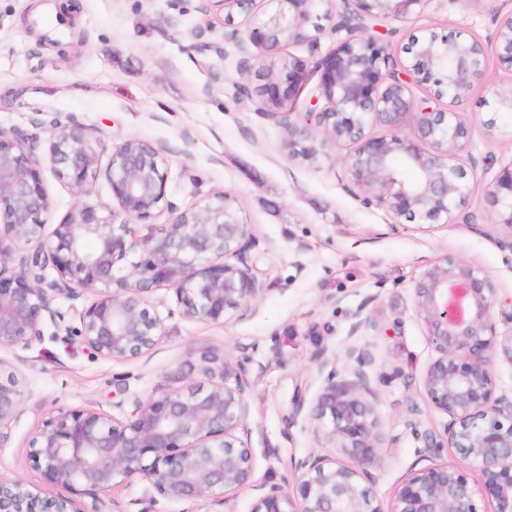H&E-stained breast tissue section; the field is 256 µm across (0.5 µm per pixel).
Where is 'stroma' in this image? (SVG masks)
I'll return each mask as SVG.
<instances>
[{
	"mask_svg": "<svg viewBox=\"0 0 512 512\" xmlns=\"http://www.w3.org/2000/svg\"><path fill=\"white\" fill-rule=\"evenodd\" d=\"M70 25H57L59 0H0V128L24 135L55 119L85 125L102 159L112 147L137 137L164 147L168 198L185 209L213 194H227L257 245L251 263L266 291L255 313L223 324L176 314L173 294L156 290L150 303L165 334L149 358L119 363L91 357L80 337L58 336L28 347L0 350V371L23 382V412L0 447V475L63 494L46 483L26 448L32 433L58 408L146 398L188 372L202 349L251 351L255 386L247 438L256 481L282 482L292 464L313 452L311 424L294 417L298 401L319 391L313 358L318 351L346 364L350 344L372 357L368 369L378 393L381 463L373 494L388 512L393 494L410 473L439 461L460 465L455 449L438 459L421 454L425 434L442 432L446 415L423 392L424 373L436 352L413 306L421 274L444 256L480 266L494 281L498 331L512 330V229L493 224L486 186L512 162V112H497L490 92L512 84V68L489 53L482 79L460 107L470 123L463 157L473 194L448 223L415 224L367 203L341 162L350 145H328L308 162L290 157L283 125L259 115L260 97L239 99L233 81L257 88L259 72L277 73L292 61L314 70L334 36L318 49L290 45L274 54L243 56L224 39L221 0H74ZM512 0H430L408 21H385L388 64L398 69L410 35L428 29L494 45ZM41 174L59 223L76 201L54 176L39 143ZM362 312L377 329L350 336ZM127 374L126 391L112 384ZM134 482L111 496L122 512L152 503L154 512H186L183 503L153 500Z\"/></svg>",
	"mask_w": 512,
	"mask_h": 512,
	"instance_id": "1",
	"label": "stroma"
}]
</instances>
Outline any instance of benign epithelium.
Masks as SVG:
<instances>
[{
  "instance_id": "1",
  "label": "benign epithelium",
  "mask_w": 512,
  "mask_h": 512,
  "mask_svg": "<svg viewBox=\"0 0 512 512\" xmlns=\"http://www.w3.org/2000/svg\"><path fill=\"white\" fill-rule=\"evenodd\" d=\"M227 8V39L240 52L253 46L275 53L290 44L318 48L329 33L336 46L317 63L314 111L303 123L279 112L309 79L307 68L288 64L260 89V115L284 122L288 153L312 159L326 143L350 132L353 149L342 163L365 200L395 217L419 224L448 220L462 207L471 185L460 163L468 136L461 113L441 109L460 103L483 72L488 47L475 58L462 41L434 35L413 38L407 53L427 45L431 67L404 65V76L386 68L385 47L366 33L369 18L407 20L428 0H352L356 10H333L335 0H271L260 21L234 27V8L249 0H221ZM433 85L417 98L412 84ZM448 91H436L440 86ZM388 129L374 133L369 125ZM47 152L55 177L77 197L70 211L44 234L51 200L35 149L37 136L0 128V348L30 346L44 338L46 322L64 321L57 297L92 294L78 313L74 332L92 357L132 362L148 356L163 336V322L150 305L158 289L173 293L179 314L203 323H226L255 310L265 292L253 272L251 225L228 197L215 194L181 210L167 196V160L156 145L136 137L112 148L106 167L87 135L72 121L49 123ZM413 171L410 180L401 169ZM104 175L119 210L90 203L92 184ZM495 223L512 229V163L487 188ZM122 220H117V215ZM166 216L162 223L156 222ZM52 269L55 277L46 275ZM496 288L474 263L446 256L425 270L414 286V309L437 356L428 365L423 391L448 418L441 434H427L424 452L454 448L465 467L437 464L412 472L396 490L388 512H512V398L496 394L492 359L512 362V332L497 331ZM352 378H339L321 351L314 357L322 379L310 404L293 416L312 424L316 440L350 454L345 466L312 453L294 465V481L254 480L255 463L241 436L247 426L254 381L251 356H201L202 381L161 387L135 402L127 416L94 406L60 408L36 430L27 456L46 482L67 487L104 512V497L134 480L161 498L183 503L225 504V492L254 491L251 512H381L368 482L380 464L377 393L364 370L367 354L351 347ZM23 391L11 376L0 380V444L22 412ZM0 512H85L68 496L42 497L19 478L0 476Z\"/></svg>"
}]
</instances>
